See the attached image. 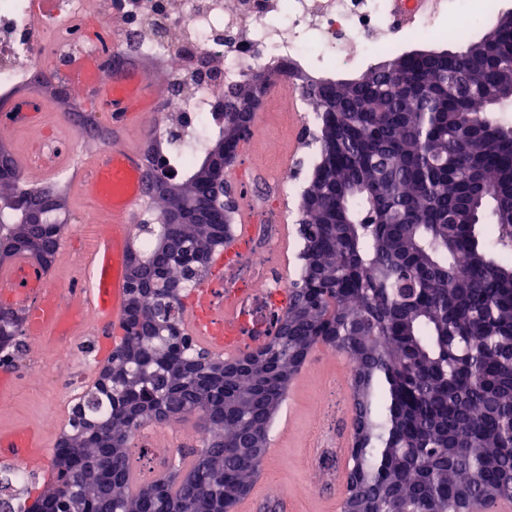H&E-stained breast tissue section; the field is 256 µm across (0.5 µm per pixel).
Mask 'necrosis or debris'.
<instances>
[{
    "mask_svg": "<svg viewBox=\"0 0 512 512\" xmlns=\"http://www.w3.org/2000/svg\"><path fill=\"white\" fill-rule=\"evenodd\" d=\"M452 0H57L54 11L36 15L34 0H0V79L31 76L36 67L62 73L73 55L98 47L110 32L115 53L158 57L166 63V97L158 128L180 124L183 147H199L216 121L215 85L194 81L195 59L218 64L225 83L271 65H294L328 50L349 68L364 50L398 51L394 36L408 33L456 42L477 18L451 13ZM82 31L68 39L66 23ZM229 278L241 299L251 300L249 333L266 332L261 314L266 295L293 283L266 275L253 251L239 253Z\"/></svg>",
    "mask_w": 512,
    "mask_h": 512,
    "instance_id": "4bbe7bcc",
    "label": "necrosis or debris"
}]
</instances>
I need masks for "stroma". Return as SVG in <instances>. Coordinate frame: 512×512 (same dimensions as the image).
Listing matches in <instances>:
<instances>
[{"label":"stroma","mask_w":512,"mask_h":512,"mask_svg":"<svg viewBox=\"0 0 512 512\" xmlns=\"http://www.w3.org/2000/svg\"><path fill=\"white\" fill-rule=\"evenodd\" d=\"M293 84L280 81L272 88L256 114L266 132L264 138L247 139L242 145L233 186L240 204L258 209L267 204L275 209L297 211L299 189L312 171L317 154L314 147L303 146L300 135L308 119L295 111ZM289 169L297 170L296 189L282 194L277 178ZM67 193V209L61 218L66 223L62 247L73 250L90 245L93 235L80 224V213L87 203L71 178H63ZM75 361L63 366L53 376L42 379L34 373L38 345L24 340L19 357L12 368L17 376L14 390L0 401V426L29 424L41 430L49 447H56L60 430L47 427L48 418L67 416L76 395L86 388L93 375L99 374L96 360V338L76 335L66 342ZM351 364L342 353L325 346L316 347L288 389L285 404L275 417L269 448L263 460L266 488L281 490L292 497L296 512H342V501L333 488L311 483L309 452L316 435L351 438L353 420L350 406L343 397L350 392L347 372ZM325 404L323 417L313 408Z\"/></svg>","instance_id":"1"}]
</instances>
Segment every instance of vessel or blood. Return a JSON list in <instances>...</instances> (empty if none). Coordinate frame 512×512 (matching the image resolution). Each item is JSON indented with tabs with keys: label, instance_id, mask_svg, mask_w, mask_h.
I'll return each instance as SVG.
<instances>
[{
	"label": "vessel or blood",
	"instance_id": "1",
	"mask_svg": "<svg viewBox=\"0 0 512 512\" xmlns=\"http://www.w3.org/2000/svg\"><path fill=\"white\" fill-rule=\"evenodd\" d=\"M69 77L85 94L93 96L108 117L113 131L136 125L144 109L153 107L155 93L142 70L132 66L117 69L107 64L105 52L74 57ZM77 171L75 183L90 199L110 230L98 233L95 246L84 258L85 274L70 285L72 305H64L51 281L50 269L20 259L0 271V304L26 313V330L37 341L49 342L74 335L79 327L75 304L88 302L96 326L106 330L124 322L127 284L129 226L132 207L148 192L145 159L137 148L115 140L106 150H92ZM238 238L227 243L212 258L214 266H224L238 251L243 238L252 235L250 215H243ZM186 329L210 353L234 360L245 348L263 345V337L244 333L243 311L236 295L225 293L221 283L206 281L194 288L186 305ZM48 450L42 433L29 426L0 428V460L18 462L29 470L44 472ZM294 504L287 492H261L244 504V512H292Z\"/></svg>",
	"mask_w": 512,
	"mask_h": 512
}]
</instances>
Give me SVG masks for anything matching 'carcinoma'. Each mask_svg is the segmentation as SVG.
<instances>
[{"label":"carcinoma","instance_id":"carcinoma-1","mask_svg":"<svg viewBox=\"0 0 512 512\" xmlns=\"http://www.w3.org/2000/svg\"><path fill=\"white\" fill-rule=\"evenodd\" d=\"M391 55L355 78L316 79L304 94L319 151L304 193L299 278L255 366L223 379L221 361L184 327V297L237 225L202 217L218 173L209 146L237 134L234 117L263 93L252 72L224 91V112L180 170L145 154L151 178L177 182L159 212L185 224L153 225L129 265L153 277L126 286L124 322L109 363L115 380L75 398L51 451L52 481L35 497L14 493L0 468V512H232L251 490L268 431L288 384L314 348L353 364L360 419L349 468L365 512H457L512 491V12L452 52H428L415 70ZM466 90L447 94L457 72ZM64 199L32 187L15 159L0 168V198ZM64 224L23 223L0 209V233L18 258L56 257ZM25 335L21 311L0 305V323ZM195 420L202 447L164 463L129 491L134 435L149 425Z\"/></svg>","mask_w":512,"mask_h":512}]
</instances>
